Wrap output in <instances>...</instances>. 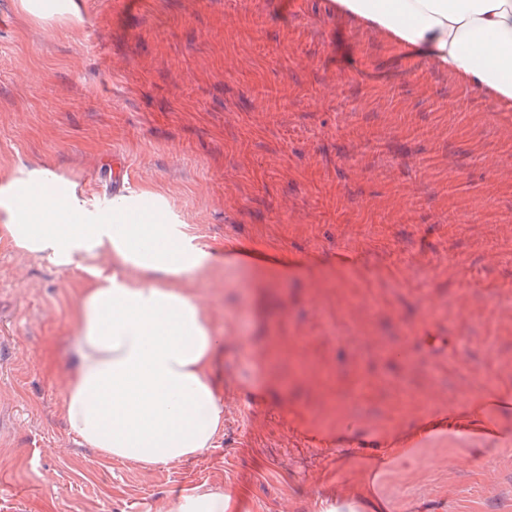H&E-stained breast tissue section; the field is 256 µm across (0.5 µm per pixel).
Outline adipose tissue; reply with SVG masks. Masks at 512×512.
<instances>
[{
    "label": "adipose tissue",
    "mask_w": 512,
    "mask_h": 512,
    "mask_svg": "<svg viewBox=\"0 0 512 512\" xmlns=\"http://www.w3.org/2000/svg\"><path fill=\"white\" fill-rule=\"evenodd\" d=\"M340 8L512 112V0H337ZM58 176L0 187V227L19 250L66 268L108 260L112 275L75 316L70 429L103 454L153 467L197 457L224 426L210 367L222 342L188 289L214 261L185 225L133 199L83 213Z\"/></svg>",
    "instance_id": "ef3b65f1"
}]
</instances>
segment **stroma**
Segmentation results:
<instances>
[{"label": "stroma", "instance_id": "1", "mask_svg": "<svg viewBox=\"0 0 512 512\" xmlns=\"http://www.w3.org/2000/svg\"><path fill=\"white\" fill-rule=\"evenodd\" d=\"M0 0V186L156 197L215 257L224 427L144 468L65 417L95 282L0 235V512H512V113L335 0ZM416 451L398 470L373 460ZM238 504L229 493L183 491L177 498L174 512H235ZM388 503L382 497H372L370 503H362L359 498L345 497L328 499L321 498L318 502V512H388Z\"/></svg>", "mask_w": 512, "mask_h": 512}]
</instances>
